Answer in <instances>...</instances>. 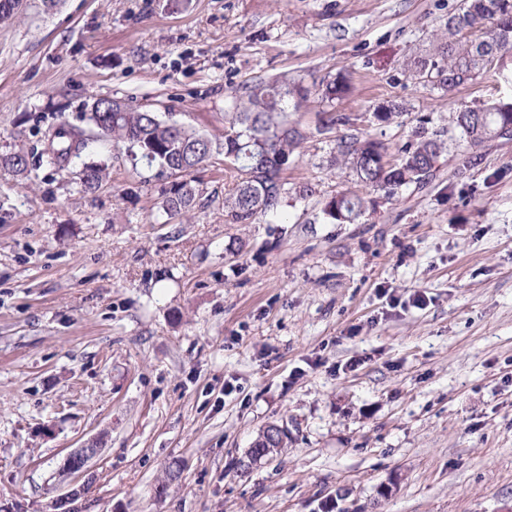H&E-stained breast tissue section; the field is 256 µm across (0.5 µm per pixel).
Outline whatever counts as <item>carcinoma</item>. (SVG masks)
I'll return each instance as SVG.
<instances>
[{"mask_svg": "<svg viewBox=\"0 0 512 512\" xmlns=\"http://www.w3.org/2000/svg\"><path fill=\"white\" fill-rule=\"evenodd\" d=\"M512 52V0H463L459 12L448 17L446 30L433 53L413 59L408 67L414 76L452 90L475 81L490 70V64ZM350 89L347 72L326 83L322 100L331 102ZM289 98L307 99L300 84L273 80L260 82L237 99L229 127L220 143L195 129L168 124L154 112L140 110L118 100L97 98L85 114L92 129L126 147L132 164L157 165L175 180L160 191V208L177 215L193 208L200 189L192 172L215 153L224 155V165L236 171V180L224 196V215L231 224H250L259 216L273 215L285 194L282 166L305 138L298 124L288 121L282 104ZM456 124L464 149H474L499 137V130L512 125V100H495L457 109ZM49 163L65 168L81 159L89 138L64 123L46 135ZM443 152V143L415 133L400 149L397 162L384 170V143L348 134L336 143V164L353 172L360 182L392 196L403 186L418 184L422 168L432 173ZM106 176L105 169L85 165L81 184L95 189ZM369 200L344 191L324 205L323 212L339 223L359 220Z\"/></svg>", "mask_w": 512, "mask_h": 512, "instance_id": "obj_1", "label": "carcinoma"}]
</instances>
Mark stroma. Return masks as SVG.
<instances>
[{"label": "stroma", "mask_w": 512, "mask_h": 512, "mask_svg": "<svg viewBox=\"0 0 512 512\" xmlns=\"http://www.w3.org/2000/svg\"><path fill=\"white\" fill-rule=\"evenodd\" d=\"M460 4L22 0L0 25V512H512V137L467 154L455 122L512 98V53L450 91L405 69ZM342 70L350 92L320 104ZM271 79L309 90L284 104L306 138L279 219L226 223L220 154L172 217L111 140L48 161L93 99L220 141ZM329 110L351 126L323 129ZM418 131L446 144L424 187L390 197L334 162L343 135L394 162ZM18 151L23 175L1 161ZM86 162L107 167L91 191ZM346 190L371 201L351 224L323 212ZM271 423L284 447L247 465ZM49 148L47 154L49 163L65 168L76 160L81 159L89 146L91 138L83 136L81 131L61 123L45 135ZM101 448L96 440H88L80 448L74 449L68 455V469L71 474L80 475L84 472L87 463L95 458Z\"/></svg>", "instance_id": "stroma-1"}]
</instances>
